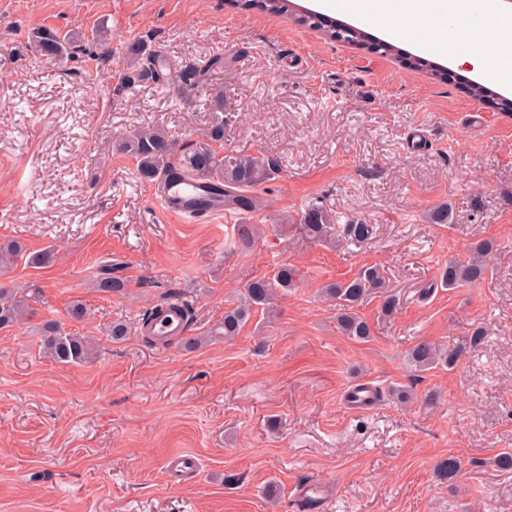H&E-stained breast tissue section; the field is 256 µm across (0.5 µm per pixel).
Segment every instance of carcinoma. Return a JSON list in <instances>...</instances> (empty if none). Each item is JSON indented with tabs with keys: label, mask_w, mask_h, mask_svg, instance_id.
Segmentation results:
<instances>
[{
	"label": "carcinoma",
	"mask_w": 512,
	"mask_h": 512,
	"mask_svg": "<svg viewBox=\"0 0 512 512\" xmlns=\"http://www.w3.org/2000/svg\"><path fill=\"white\" fill-rule=\"evenodd\" d=\"M240 9L258 8L274 14L288 13L291 0H232ZM296 24L316 29L327 39L355 46H370L379 55H389L392 46L383 42H371L366 32L347 25L327 26L320 16L303 12L295 18ZM35 52L43 57L56 58L74 56L83 50L80 38L60 35L43 28L33 33ZM144 43H137L128 52L127 72L121 77V85L132 88L138 83L151 79L160 82L159 74L153 67L143 62ZM403 64L409 68L423 70L430 78L448 82V69L429 63L419 57H407ZM466 92L475 99L494 106L500 112H512V97H506L480 83L467 82ZM210 107L212 120L201 137L188 149L177 146L176 140L166 131L152 128L133 132L123 137L117 149L135 161V172L139 179L156 182L163 180L191 179L205 184L208 190L221 185L219 193L224 195V208L240 212H258L267 207L264 197L254 192L259 185L274 175L276 165L273 160L260 155H242L224 152V113L231 110L224 94H215ZM297 223L301 233L310 241L334 244L333 233L336 217L316 203L308 204L298 218L282 214L274 218V223L284 227ZM373 234V225L351 222L344 225V239L355 244L368 241ZM493 251V244L485 241L477 245L470 257L463 261L448 264L443 284L450 288L477 284L491 272L487 256ZM18 259L32 268H44L54 260V252L47 248L27 252L25 247L13 240L0 243V267L8 266ZM121 266L104 264L99 267L94 278V288L101 293H120L128 287L126 278L120 275ZM298 270L288 263L280 264L270 275L254 278L243 287V295L232 307L224 311V318L198 336L181 338L187 349H196L218 341L226 342L239 335L253 314L259 313L271 319L278 312V301L288 294V289L298 284ZM386 280L377 266H362L356 275L347 280L328 283L321 288L324 300L336 306L338 330L358 342H367L373 335L369 323L357 316L353 308L367 297L382 294L381 312L390 316L397 309L399 300L394 294L385 292ZM41 303V289L19 290L0 284V329L27 324L36 316V305ZM171 307L180 312L185 325L194 318L192 305L173 290L166 293L163 301L146 310L141 321L149 324L163 309ZM41 352L47 359L59 365L87 364L100 356L97 340L64 330L56 321H46L39 327ZM486 336V330L475 327L470 335L456 345L444 348L429 340H421L408 351L411 367L424 372L437 366L452 368L470 347L478 344ZM462 469L461 460L456 456L441 459L435 466L436 478L453 481Z\"/></svg>",
	"instance_id": "carcinoma-1"
}]
</instances>
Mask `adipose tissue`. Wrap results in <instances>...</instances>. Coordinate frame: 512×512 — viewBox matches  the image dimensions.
Masks as SVG:
<instances>
[{
	"instance_id": "ef3b65f1",
	"label": "adipose tissue",
	"mask_w": 512,
	"mask_h": 512,
	"mask_svg": "<svg viewBox=\"0 0 512 512\" xmlns=\"http://www.w3.org/2000/svg\"><path fill=\"white\" fill-rule=\"evenodd\" d=\"M329 6L358 20L376 19L388 32L397 16H407L419 25L424 38L433 36L436 17H455L459 39H439L438 49L475 72L486 68L491 43L512 32V9L499 5L498 0H330ZM473 16L482 17L483 25H471L469 19Z\"/></svg>"
}]
</instances>
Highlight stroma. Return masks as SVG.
Returning <instances> with one entry per match:
<instances>
[{
    "instance_id": "1",
    "label": "stroma",
    "mask_w": 512,
    "mask_h": 512,
    "mask_svg": "<svg viewBox=\"0 0 512 512\" xmlns=\"http://www.w3.org/2000/svg\"><path fill=\"white\" fill-rule=\"evenodd\" d=\"M111 32L112 53L88 80L80 60L36 56L27 42L50 27ZM155 55L162 85L122 87L131 44ZM222 54L198 90L181 73ZM231 101L224 148L278 165L260 185L266 211L210 220L159 205L154 183L116 150L134 129L161 126L179 145L198 139L215 93ZM316 202L339 223L373 225L356 246L308 241L272 224ZM448 204L455 222L426 220ZM241 224L266 230L236 244ZM51 246L52 264L17 262L0 283L41 289L23 327L0 329V512H302L295 486L333 485L331 512H512V112L431 82L391 56L324 39L288 16L228 0H0V242ZM494 242L493 274L450 289L449 261ZM107 260L128 287L95 291ZM302 272L271 321L254 316L230 342L186 349L136 332L141 313L170 290L191 301L197 335L222 319L247 281L280 263ZM383 268L399 300L391 320L372 297L356 309L373 337L336 328L322 285L361 266ZM88 319L69 318L72 302ZM47 320L97 339L83 365L43 358ZM133 325L116 343L114 321ZM487 335L452 369L417 372L406 353L426 339ZM366 382L381 401L349 404ZM410 388L413 404L390 391ZM436 394L437 403L420 402ZM197 458L196 476L172 485L170 456ZM463 469L448 483L433 469ZM278 487L269 504L268 484Z\"/></svg>"
}]
</instances>
